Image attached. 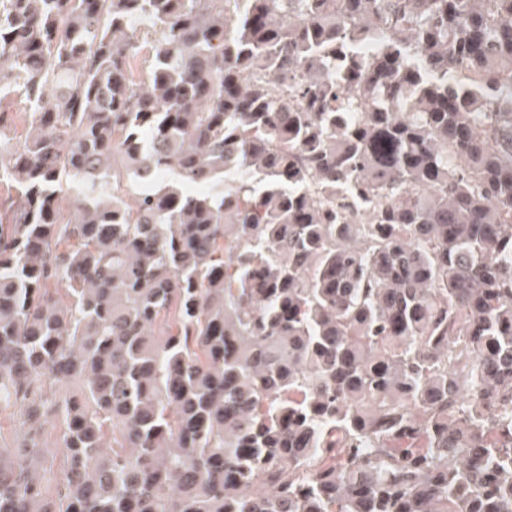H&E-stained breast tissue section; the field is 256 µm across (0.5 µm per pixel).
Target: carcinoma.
I'll use <instances>...</instances> for the list:
<instances>
[{"label":"carcinoma","mask_w":512,"mask_h":512,"mask_svg":"<svg viewBox=\"0 0 512 512\" xmlns=\"http://www.w3.org/2000/svg\"><path fill=\"white\" fill-rule=\"evenodd\" d=\"M5 181L0 512H512V0H0Z\"/></svg>","instance_id":"1"}]
</instances>
